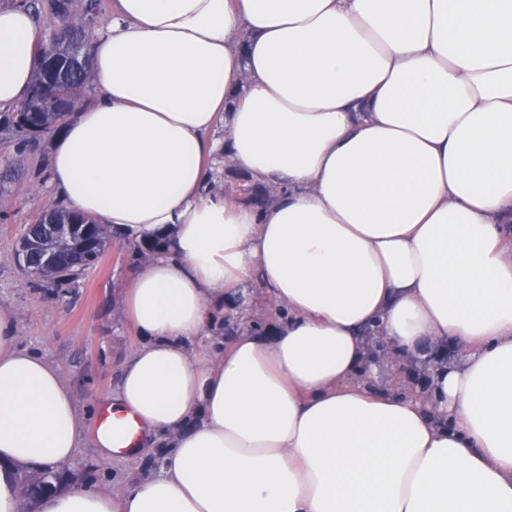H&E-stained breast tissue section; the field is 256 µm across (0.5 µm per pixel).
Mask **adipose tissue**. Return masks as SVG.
<instances>
[{"mask_svg":"<svg viewBox=\"0 0 512 512\" xmlns=\"http://www.w3.org/2000/svg\"><path fill=\"white\" fill-rule=\"evenodd\" d=\"M42 39L0 7V106ZM89 67L51 184L170 244L122 292L142 341L94 420L0 308V512L88 437L161 470L39 512H512V0H114ZM225 156L283 195L208 194ZM252 279L286 316L198 349ZM370 332L457 357L378 387Z\"/></svg>","mask_w":512,"mask_h":512,"instance_id":"ef3b65f1","label":"adipose tissue"}]
</instances>
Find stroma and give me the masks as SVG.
Wrapping results in <instances>:
<instances>
[{
	"instance_id": "stroma-1",
	"label": "stroma",
	"mask_w": 512,
	"mask_h": 512,
	"mask_svg": "<svg viewBox=\"0 0 512 512\" xmlns=\"http://www.w3.org/2000/svg\"><path fill=\"white\" fill-rule=\"evenodd\" d=\"M52 137L43 135L37 153H17L0 140V208L11 218L0 223V308L15 321L19 347L31 350L60 368L87 418L112 393L123 360L140 338L127 321L120 290L132 267L118 246H110L100 264L72 288H32L16 258L22 225L30 223L56 195L41 182L38 169L48 157ZM162 451L148 450L138 461L103 459L92 440H85L68 462L77 483L108 486L130 476L159 471Z\"/></svg>"
}]
</instances>
